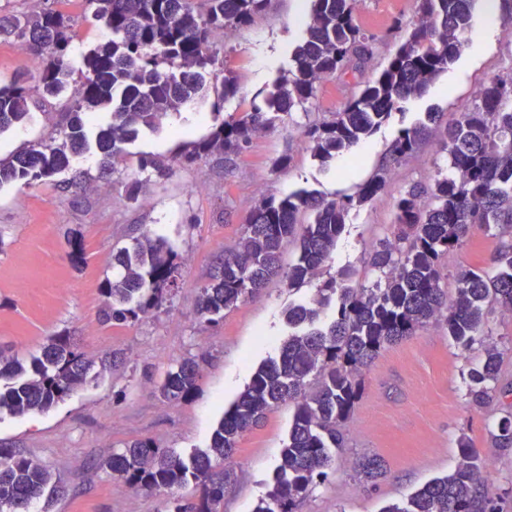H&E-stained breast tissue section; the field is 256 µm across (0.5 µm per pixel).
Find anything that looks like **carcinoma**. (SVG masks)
<instances>
[{
	"label": "carcinoma",
	"mask_w": 512,
	"mask_h": 512,
	"mask_svg": "<svg viewBox=\"0 0 512 512\" xmlns=\"http://www.w3.org/2000/svg\"><path fill=\"white\" fill-rule=\"evenodd\" d=\"M112 33L82 57L77 96L57 113L46 139L28 143L0 159V187L30 185L70 166L71 157L89 146L108 168L126 154L141 128H155L198 96L216 62L213 36L228 27L244 26L261 15L270 0H85ZM304 41L266 98L268 111H251L219 122L210 134L165 164L140 159L141 171L159 177L176 165L220 156L233 161L253 136L275 127L276 120L309 98L317 84L348 69L353 61L368 63L375 37L357 23L356 0H310ZM476 0H419L418 17L394 55L333 118L306 131L321 165L373 133L402 103L420 95L461 54L472 28ZM70 18L55 9L0 17V36L20 41L40 68L35 92L21 85L0 87V134L31 118L33 95L60 96L73 67L66 54L71 41ZM240 93L236 76L224 69L218 99ZM112 108V120L92 134L86 113ZM426 129H403L388 157L349 196L327 199L307 191L281 198L266 197L248 215L236 247L224 256L220 274L202 289L199 318L214 323L238 302L252 298L269 280L283 277L295 290L316 280L343 232L351 209L374 202L386 190L396 167L415 153ZM442 151L449 172L438 171L432 182L412 185L395 198V222L381 249L371 258L380 273L372 288L351 284L343 272L316 288L314 306L288 308L287 321L303 330L288 336L277 359L262 364L214 429L209 447L184 458L139 440L124 452L103 460L135 492L168 497L172 512H220L239 437L268 411L294 404L288 442L281 451L267 499L256 512H296V507L324 475L330 448L341 447L337 426L350 418L359 397L360 376L385 347L413 335L432 319L445 323L449 338L468 349L483 335L484 306L496 305L512 314V247L494 258L495 272L482 267L460 270L455 293L442 287L441 261L477 227L512 228V72L482 84L476 99L445 127ZM296 242L297 255L283 271L285 243ZM118 276L100 288L105 322L135 321L158 309L176 287L182 257L164 238L148 231L116 251ZM336 303V315L325 329L313 327L320 312ZM501 353L486 346L482 364L471 371L470 404L482 408L492 399ZM91 362L58 333L48 337L31 374L21 379L18 367L0 358V411L43 413L86 383ZM201 365L193 357L167 370L158 386L169 401L186 398L196 387ZM319 379L308 390L310 377ZM498 448L512 447V420L506 418L492 435ZM455 469L434 478L405 503L383 512H494L485 491V460L465 435L458 439ZM382 474L377 459H365L358 475L372 480ZM50 473L29 457L0 446V509L19 512L40 497ZM194 484L197 501L184 503L179 491Z\"/></svg>",
	"instance_id": "1"
}]
</instances>
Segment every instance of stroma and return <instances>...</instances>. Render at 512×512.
<instances>
[{
	"label": "stroma",
	"instance_id": "35a3bbf8",
	"mask_svg": "<svg viewBox=\"0 0 512 512\" xmlns=\"http://www.w3.org/2000/svg\"><path fill=\"white\" fill-rule=\"evenodd\" d=\"M58 8L71 19L73 62L111 39L85 0H60ZM309 8L310 0H271L251 25L233 31L217 50L234 71L240 96L218 102L216 82L208 80L204 97L168 114L159 129H140L109 174H102L96 152L87 150L49 180L0 189V353L27 361L39 355L48 336L65 333L88 357H117L114 365L94 367V380L48 412H0V445L35 460L60 488L57 495L32 500L26 512H166L164 495L133 492L101 469L100 461L134 440L183 456L207 448L219 419L257 367L278 356L290 332L288 308L309 302L315 293L311 285L288 290L277 278L259 297L225 311L218 323L200 320L198 296L261 197L300 189L327 198L354 194L401 129L430 125L432 137L400 165L385 195L350 211L325 267L329 275L354 270L356 284L372 286L379 274L367 259L394 221V197L447 169L438 134L483 81L512 69V38L499 0H477L472 32L448 71L428 92L404 102L357 149L320 166L305 130L331 119L375 78L417 14V0H358L357 21L377 38L369 65L325 81L232 163L208 158L175 167L164 178L141 176V156L169 158L207 135L217 118L263 105L305 37ZM36 80L30 55L19 53L13 39L0 37V86L17 81L31 87ZM52 126L47 109H34L30 120L0 135V159L49 137ZM283 157L288 163L282 167ZM78 173L107 178L109 190L67 189ZM133 177L141 192L137 203L128 204L123 195ZM146 229L168 239L184 259L173 295L148 317L122 325L104 322L100 285L112 276L113 255ZM509 244L512 234L499 229L474 231L444 258V288L454 289L462 268L489 267L491 256ZM486 325L501 352L489 406L472 407L467 395L469 374L483 357L481 345L462 349L443 323L427 324L382 350L365 369L359 401L341 427L343 445L331 449L326 476L297 512H381L451 472L463 435L493 471L488 485L497 512H512V448L491 442L499 422L512 417V315L492 313ZM193 355L200 356L202 368L196 388L181 401L165 400L157 391L164 373ZM293 413L292 404L279 405L239 438L223 512H255L265 498ZM363 457L382 461L380 477L357 478L355 463Z\"/></svg>",
	"mask_w": 512,
	"mask_h": 512
}]
</instances>
